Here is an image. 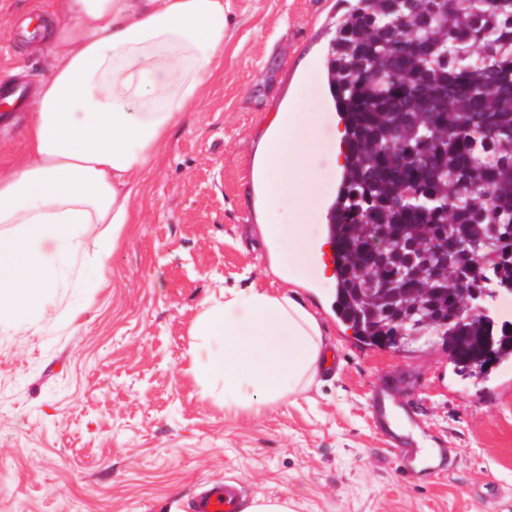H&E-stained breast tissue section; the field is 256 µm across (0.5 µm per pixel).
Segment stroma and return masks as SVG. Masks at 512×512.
Listing matches in <instances>:
<instances>
[{
	"mask_svg": "<svg viewBox=\"0 0 512 512\" xmlns=\"http://www.w3.org/2000/svg\"><path fill=\"white\" fill-rule=\"evenodd\" d=\"M0 0V79L47 76L43 45L15 39L32 7ZM235 25L198 105L136 175L132 222L103 280L57 289L43 323L0 325V512H185L213 482L291 512H512V362L482 383L445 348L365 346L337 319L335 283L307 263L300 284L268 268L253 205L254 159L282 103L312 99L344 0H226ZM26 111L0 120V173L25 153ZM306 303L335 374L261 413L225 415L193 372L190 327L241 279ZM383 387L417 406L418 445L451 449L424 487L397 472L373 417Z\"/></svg>",
	"mask_w": 512,
	"mask_h": 512,
	"instance_id": "35a3bbf8",
	"label": "stroma"
}]
</instances>
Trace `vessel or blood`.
<instances>
[{
	"label": "vessel or blood",
	"instance_id": "vessel-or-blood-1",
	"mask_svg": "<svg viewBox=\"0 0 512 512\" xmlns=\"http://www.w3.org/2000/svg\"><path fill=\"white\" fill-rule=\"evenodd\" d=\"M29 95L26 83L1 84L0 112L20 109ZM373 407L377 429L397 446V470L403 482L416 487L429 475L442 470L447 449L416 447L411 436V427L418 423L419 408L396 404L388 394L379 391L373 395ZM212 504L216 505V512H239V493L225 484L206 487L194 497L191 512H209L208 507Z\"/></svg>",
	"mask_w": 512,
	"mask_h": 512
}]
</instances>
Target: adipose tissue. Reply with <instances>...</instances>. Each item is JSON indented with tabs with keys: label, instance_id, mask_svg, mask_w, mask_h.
<instances>
[{
	"label": "adipose tissue",
	"instance_id": "adipose-tissue-1",
	"mask_svg": "<svg viewBox=\"0 0 512 512\" xmlns=\"http://www.w3.org/2000/svg\"><path fill=\"white\" fill-rule=\"evenodd\" d=\"M224 0H60L44 39L48 75L28 115L26 155L0 174V323L33 328L65 272L103 270L132 220L134 177L201 99L224 56ZM343 127L323 134L303 105L270 121L254 164L266 230L296 281L315 239L311 205L336 173ZM91 224L111 233L87 239ZM202 385L229 414L261 412L310 386L321 327L288 294L221 289L191 328Z\"/></svg>",
	"mask_w": 512,
	"mask_h": 512
}]
</instances>
